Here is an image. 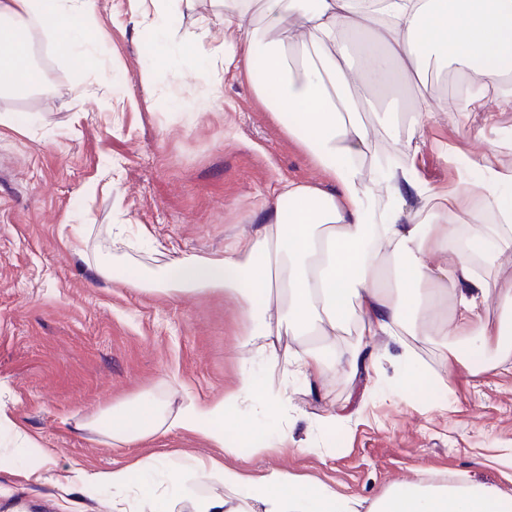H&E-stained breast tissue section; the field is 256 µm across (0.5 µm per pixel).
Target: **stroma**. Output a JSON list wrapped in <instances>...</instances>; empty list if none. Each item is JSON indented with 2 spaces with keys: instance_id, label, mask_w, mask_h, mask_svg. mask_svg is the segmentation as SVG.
<instances>
[{
  "instance_id": "obj_1",
  "label": "stroma",
  "mask_w": 512,
  "mask_h": 512,
  "mask_svg": "<svg viewBox=\"0 0 512 512\" xmlns=\"http://www.w3.org/2000/svg\"><path fill=\"white\" fill-rule=\"evenodd\" d=\"M212 0L156 28L130 0H94L87 30L95 65L64 58L35 36L38 81L0 96V512H112V494L65 491L52 475L151 460L146 485L172 493L165 460L214 456L256 477L278 468L372 503L405 481L461 474L512 494V355L488 348L486 372L446 365L438 337L401 336L372 350L374 371L289 379L288 409L260 406L247 421L279 443L274 454L240 457L174 430L115 448L84 430L104 407L141 394L210 401L230 395L242 326L219 295H164L100 278L118 262L153 272L189 255L220 258L251 235L285 180L322 181L304 150L257 97L246 70L215 67L220 93L191 108L198 65L193 33L224 27ZM448 72L430 70L404 88L429 90L438 106L416 155L429 185L455 182L440 146L480 150L481 114L457 123L440 107L454 95ZM419 379L404 383L403 351ZM399 395H391V388ZM342 421L327 424L331 414Z\"/></svg>"
}]
</instances>
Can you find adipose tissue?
Instances as JSON below:
<instances>
[{"instance_id":"adipose-tissue-1","label":"adipose tissue","mask_w":512,"mask_h":512,"mask_svg":"<svg viewBox=\"0 0 512 512\" xmlns=\"http://www.w3.org/2000/svg\"><path fill=\"white\" fill-rule=\"evenodd\" d=\"M92 0H0V94L27 90L35 66L26 55L34 32L60 51L82 57L85 32L57 29V21L91 12ZM224 27L246 36L244 47L202 26L194 41L202 61L196 71L198 111L217 96L208 64L219 56L225 69L245 65L259 73L258 97L282 122L289 138L308 154L325 186L286 181L260 227L238 239L223 257L185 256L158 273L99 264L97 273L129 288L165 295H221L234 301L242 325L240 348L302 376L324 377L348 364L365 365L362 353L381 336H436L449 363L482 368L485 349L512 335V308L491 322L486 299L496 280L488 274L512 250V166L488 154L469 159L485 191L472 193L466 179L438 191L420 179L414 158L425 141L428 96L410 112V134L389 165L364 170L369 130L351 94L353 82L381 91L386 80L420 77L430 63L453 67L464 84L448 105L461 117L485 111L489 95L512 110V0H225ZM216 50H208L209 42ZM445 215L442 224L415 220V202ZM499 224L486 227V212ZM471 224L456 223L458 213ZM440 263H433V256ZM355 333L349 361L331 353L337 336ZM300 337L298 349L279 354L282 335ZM277 414L288 404V386L256 383L242 364L235 392L210 403L185 399L177 408L139 398L93 415L89 429L128 448L174 429L194 432L224 454L239 456L241 443L264 452L258 433L240 427L232 411L253 405ZM150 461L74 477L83 490H109L113 512H128L124 493ZM175 488L194 512H245L244 500L263 512H512V495L463 478L395 485L370 506L328 485L271 470L256 478L216 459L171 460ZM223 483L220 497L194 498L191 480Z\"/></svg>"}]
</instances>
